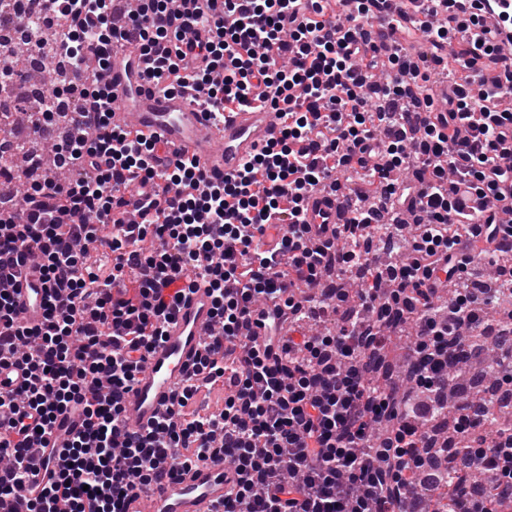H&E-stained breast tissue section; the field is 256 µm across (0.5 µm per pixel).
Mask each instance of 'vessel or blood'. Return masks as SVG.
I'll use <instances>...</instances> for the list:
<instances>
[{"mask_svg":"<svg viewBox=\"0 0 512 512\" xmlns=\"http://www.w3.org/2000/svg\"><path fill=\"white\" fill-rule=\"evenodd\" d=\"M148 65V59L138 52H116L105 79L112 91L113 127L153 138L156 170L166 171L186 154L198 162L206 184H220L263 145L279 137V120L268 108L233 106L225 109L223 119H214L189 93L163 94L146 83L143 74ZM306 208L315 242L331 238L335 226L350 218L341 197L327 190L312 193ZM12 288L25 319L40 322L44 286L39 257L28 261ZM215 327L210 290L200 284L184 292L163 342L149 351L127 397L125 416L131 426L146 430L172 410L174 393ZM223 501L224 466L207 461L187 470L179 481L154 488L149 499L130 500L127 512H215Z\"/></svg>","mask_w":512,"mask_h":512,"instance_id":"vessel-or-blood-1","label":"vessel or blood"}]
</instances>
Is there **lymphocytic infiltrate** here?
<instances>
[{"mask_svg": "<svg viewBox=\"0 0 512 512\" xmlns=\"http://www.w3.org/2000/svg\"><path fill=\"white\" fill-rule=\"evenodd\" d=\"M139 0L125 24L113 0H35L53 16L50 55L70 60L77 100L55 142L62 175L26 182L0 212V367L23 372L0 391V501L11 512H126L130 498L200 461L228 466L216 512H427L448 485L440 459L480 468L449 485V512H495L512 496V431L487 430L488 409L512 403V377L481 381L454 420L470 443L442 440L450 363L480 330L512 350V0ZM204 29L196 42L187 30ZM468 46L449 49L456 29ZM151 60L150 83L194 90L205 111L251 101L250 80L282 121L234 178L200 190L183 157L157 172L152 141L112 128V101L90 60L116 46ZM202 51L205 67L191 65ZM448 80L444 105L431 75ZM349 183L352 217L311 249L301 204L331 176ZM492 197L483 221L464 196ZM292 206L279 207L282 196ZM139 200L140 221L126 208ZM283 234L256 241L271 218ZM106 239L107 275L85 245ZM42 259L40 323L26 322L8 287L30 252ZM402 258L378 272L337 330L307 331L339 308L336 294L298 295L335 265ZM176 281L210 284L218 335L209 337L169 415L128 430L124 401L143 358L177 311ZM410 321V377L425 398L370 385L390 318ZM223 388L224 405L206 407ZM71 414L80 428L40 479L33 445Z\"/></svg>", "mask_w": 512, "mask_h": 512, "instance_id": "lymphocytic-infiltrate-1", "label": "lymphocytic infiltrate"}]
</instances>
